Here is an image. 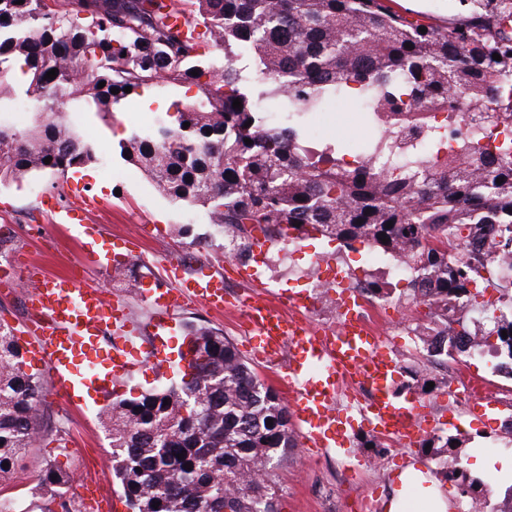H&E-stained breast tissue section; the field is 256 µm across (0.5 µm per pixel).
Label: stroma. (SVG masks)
Segmentation results:
<instances>
[{"label":"stroma","instance_id":"stroma-1","mask_svg":"<svg viewBox=\"0 0 512 512\" xmlns=\"http://www.w3.org/2000/svg\"><path fill=\"white\" fill-rule=\"evenodd\" d=\"M196 93L193 86L160 84L148 91V104L123 108L106 120L91 114L83 117L70 113V120L80 125L93 141L98 159L64 178L42 173L18 186L0 184V279L17 277L22 263L32 258L51 274L68 266L76 267L84 284L101 288L108 299L125 303L128 317L137 328L134 344L139 347L144 337L151 334V311L139 289L158 285L162 261H181L182 271L188 277L203 270H223L224 241L209 238L205 210L175 205L137 166L119 155L118 144L130 130L146 131L159 123L174 121V102ZM48 194L64 206L81 205L86 195L95 198L96 207L89 211L88 219L115 246L110 270L103 272L88 264L69 231L53 223L49 208L43 204ZM180 225L188 226V234H177ZM316 261L325 270L341 262L360 274L367 268L368 251L316 234L292 242L287 268H274L266 280L286 294L304 292L306 282L302 273ZM128 265L137 270L138 288H114L113 268ZM393 291L395 300L385 317L396 331L387 348L411 362H421V355L414 349L417 338L412 325L426 321L428 310L412 302L407 282L394 284ZM189 321L221 330L245 360H252L240 321L198 303L178 309L176 323L165 335L164 356L177 359L184 325ZM418 400L431 418L430 434L446 437L453 434L455 425L467 427L474 442L472 447L463 449V464L468 472L478 474L479 463L486 457L488 437L499 426L498 410H490L483 417L473 415L464 401L441 386L423 392ZM108 401V396L95 393L87 404L69 408L52 396H45L38 417L39 439L25 450L11 474L0 481V495L36 512L48 499L40 486L48 464H57L73 478L81 479L87 471L98 469L100 463L109 462V440L99 421V411ZM337 411L352 422L355 434L349 443L317 451L299 446L289 452L286 460L271 466L270 480L279 490L280 512H360V501L365 496L372 497L377 512H386L384 505L391 495L396 473L413 462L437 471L434 455L419 446L389 452L387 463L380 468L366 462L363 443L370 436L369 430L361 417L351 416L345 406H338Z\"/></svg>","mask_w":512,"mask_h":512}]
</instances>
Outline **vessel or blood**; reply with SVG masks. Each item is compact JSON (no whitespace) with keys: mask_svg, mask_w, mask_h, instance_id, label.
Instances as JSON below:
<instances>
[{"mask_svg":"<svg viewBox=\"0 0 512 512\" xmlns=\"http://www.w3.org/2000/svg\"><path fill=\"white\" fill-rule=\"evenodd\" d=\"M94 205L88 198L79 208L53 207L54 221L86 227L87 211ZM81 243L86 257L105 268V245L94 232L86 228ZM175 265L172 259L165 263L172 272ZM24 272L32 318L22 344L27 353L46 364L55 400L67 406L82 403L72 379L77 359L85 363L101 389L134 375L140 364L133 331L120 303L107 300L98 289L82 286L67 269L48 276L39 265L31 264ZM237 275L253 290L242 312L252 327L254 356L263 370L276 375L307 446L333 448L349 441L335 407L346 385L372 391L363 410L370 431L400 447L415 441L427 424L423 407L413 398L403 403L394 399L389 382L396 367L378 328L361 317L359 299L345 298L337 325L320 327L305 317L299 297L283 296L271 303L267 285L255 280L250 268H238ZM171 281L169 288L143 291L157 326L172 322L186 296L215 312L228 308L223 276L185 277L173 272Z\"/></svg>","mask_w":512,"mask_h":512,"instance_id":"1","label":"vessel or blood"}]
</instances>
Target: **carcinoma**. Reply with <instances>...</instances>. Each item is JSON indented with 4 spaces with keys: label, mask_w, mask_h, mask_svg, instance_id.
Segmentation results:
<instances>
[{
    "label": "carcinoma",
    "mask_w": 512,
    "mask_h": 512,
    "mask_svg": "<svg viewBox=\"0 0 512 512\" xmlns=\"http://www.w3.org/2000/svg\"><path fill=\"white\" fill-rule=\"evenodd\" d=\"M458 3L465 19L442 26L390 0H0V115L26 100L105 118L140 103L153 84L193 85L197 94L176 103V124L133 130L122 144L162 195L204 208L239 249L258 230L271 241L318 233L399 251L418 269L409 288L430 318L450 296L485 313L475 332L455 320L452 333L424 347L429 356L461 349L456 337L472 334L512 353V322L477 301L482 283L512 285V0ZM206 45L224 49V68L207 61ZM53 68L56 78H46ZM341 100L372 117L391 114L401 131L420 124L419 112L432 122L406 149L369 139L349 154L310 126L313 113ZM468 106L491 121L448 142L441 129ZM272 110L285 123L271 125ZM381 147L389 160L377 172ZM96 159L88 137L52 109L24 130L0 127L1 183L63 176ZM487 233L505 258L496 281L448 261V245L465 234L478 246ZM185 338L191 381L118 399L100 416L128 508L195 512L205 500L214 512H278L267 467L296 447L288 407L220 330L192 322ZM26 365L0 324L1 478L38 432L44 379ZM453 442L443 438L440 473L461 468L465 502L485 482L463 468L460 451L448 453ZM42 480L70 512L71 475L50 466Z\"/></svg>",
    "instance_id": "obj_1"
}]
</instances>
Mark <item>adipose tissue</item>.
<instances>
[{
  "label": "adipose tissue",
  "instance_id": "adipose-tissue-1",
  "mask_svg": "<svg viewBox=\"0 0 512 512\" xmlns=\"http://www.w3.org/2000/svg\"><path fill=\"white\" fill-rule=\"evenodd\" d=\"M449 512L448 496L432 474L412 464L396 476L395 487L386 504L387 512Z\"/></svg>",
  "mask_w": 512,
  "mask_h": 512
}]
</instances>
